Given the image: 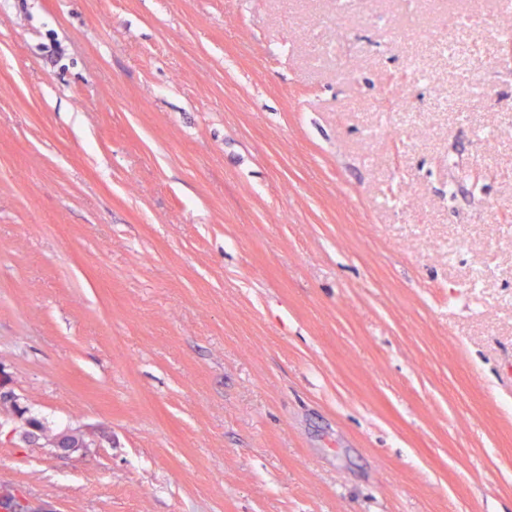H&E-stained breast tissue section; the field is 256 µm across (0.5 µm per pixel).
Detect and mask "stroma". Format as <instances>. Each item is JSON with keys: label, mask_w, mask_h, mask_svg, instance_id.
I'll use <instances>...</instances> for the list:
<instances>
[{"label": "stroma", "mask_w": 512, "mask_h": 512, "mask_svg": "<svg viewBox=\"0 0 512 512\" xmlns=\"http://www.w3.org/2000/svg\"><path fill=\"white\" fill-rule=\"evenodd\" d=\"M384 20L457 24L0 0V380L95 439L27 442L0 404V485L44 512H512V12L451 55Z\"/></svg>", "instance_id": "35a3bbf8"}]
</instances>
